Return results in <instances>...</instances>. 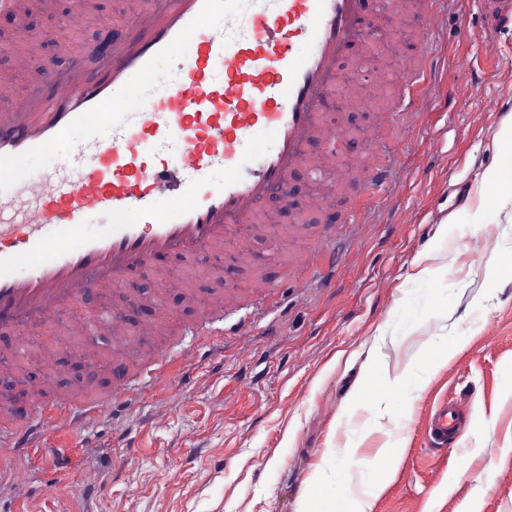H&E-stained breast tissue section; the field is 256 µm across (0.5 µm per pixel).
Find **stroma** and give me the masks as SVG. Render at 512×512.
<instances>
[{
    "mask_svg": "<svg viewBox=\"0 0 512 512\" xmlns=\"http://www.w3.org/2000/svg\"><path fill=\"white\" fill-rule=\"evenodd\" d=\"M363 9L398 46L376 67H411L417 19L390 25L378 0ZM460 10L470 32L437 45L434 96L413 127L387 132L395 184L369 194L384 202V222L352 239L344 206L367 195L359 174L373 157V120L393 104L388 85L358 103L367 121L343 124L359 148L344 160L349 176L329 183L325 206L311 207L296 180L297 206L277 224L287 249L259 236L250 262L223 270L228 287L247 293L256 272L276 279L301 268L325 235L335 281L280 296L271 327L195 345L170 386L119 397L45 447L0 459V512H358L364 500L370 512H512V168L500 170L495 195L481 186L512 112V29L489 30L482 0H461ZM13 30L0 25V74L17 94L45 70L68 68L49 46L17 66ZM491 35L500 46L492 64L483 52ZM475 238L485 255L472 252ZM158 267L171 271L162 299L173 320L191 322L185 293L209 292L205 261L161 257L138 283L154 286ZM85 316L68 302L35 322L25 370L62 384L70 364L43 366L41 352L56 341L76 346L68 327ZM373 384L383 388L375 407L364 396ZM452 399L473 412L459 447L440 452L426 429ZM60 441L72 446L63 471L53 453ZM393 444L400 460L386 453ZM346 479L357 493L336 497ZM50 480L80 493L47 494Z\"/></svg>",
    "mask_w": 512,
    "mask_h": 512,
    "instance_id": "obj_1",
    "label": "stroma"
}]
</instances>
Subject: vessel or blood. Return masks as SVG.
Here are the masks:
<instances>
[{"instance_id": "obj_1", "label": "vessel or blood", "mask_w": 512, "mask_h": 512, "mask_svg": "<svg viewBox=\"0 0 512 512\" xmlns=\"http://www.w3.org/2000/svg\"><path fill=\"white\" fill-rule=\"evenodd\" d=\"M458 0H386L396 16L420 12L419 59L393 78L402 92L394 113L415 122L410 106L432 95L439 40L463 39L468 31ZM362 0H130L125 14L105 26L125 27L107 54L70 43L72 65L48 70L21 99L3 94L0 77V329L17 348L28 342L32 322L53 315L85 291L104 294L130 284L139 265L160 254L185 259L201 250L232 248L250 258L252 236L274 227L262 204L304 169L320 181L339 167L341 134L324 121L335 95H371L361 78L343 79L338 62L351 42L371 41L361 25ZM19 64L38 43L25 26L13 34ZM177 70L170 87L139 93L161 67ZM167 147L154 161L156 144ZM66 146L64 158L38 178L23 166ZM393 163L371 162L362 171L371 187L392 183ZM383 208L359 202L348 210L355 236L378 223ZM302 274L271 281L255 276L252 307L235 292L216 288L200 304L193 336L242 335L264 320L271 295L308 288ZM152 323L136 328L122 311L105 308L73 322L69 333L117 340L115 363L137 337L165 333L169 313L155 304ZM21 384L35 400L24 414L0 406V458L39 447L53 428H70L97 414L102 404L74 405L48 398L40 378ZM468 403L438 405L428 424L432 448L457 447Z\"/></svg>"}]
</instances>
